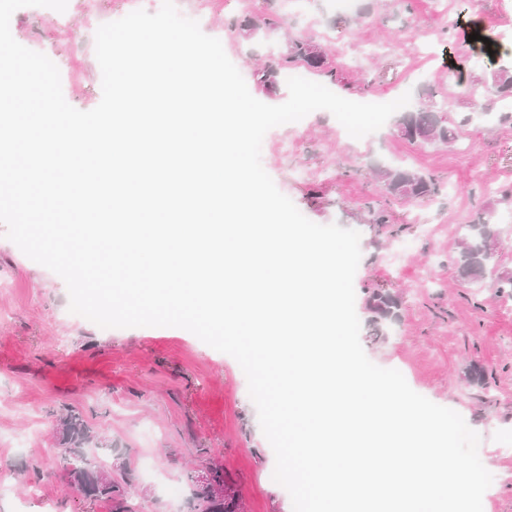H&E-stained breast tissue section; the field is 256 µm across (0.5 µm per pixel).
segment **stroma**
Returning a JSON list of instances; mask_svg holds the SVG:
<instances>
[{"label": "stroma", "mask_w": 512, "mask_h": 512, "mask_svg": "<svg viewBox=\"0 0 512 512\" xmlns=\"http://www.w3.org/2000/svg\"><path fill=\"white\" fill-rule=\"evenodd\" d=\"M162 0H68L65 16L23 7L10 20L21 45L52 56L67 102L82 111L102 97L95 32L117 15L157 12ZM336 13L330 0H177L179 12L220 39L259 101L279 105L285 83L259 88L254 72L290 38L312 39L327 54L338 82L319 72L308 80L360 101L410 94L424 87L449 118L461 122L450 145L412 144L395 119L377 132L347 140L326 110L297 126L267 132L261 162L278 190L312 222L361 234L355 278L360 342L367 357L399 370L409 386L458 412L480 436L479 457L493 476L483 512H512V297L498 276L512 274V124L477 117L473 92L494 100L493 66L481 47L496 40L512 0H357ZM275 16L277 25L249 38L231 21ZM383 164L431 175L436 195L408 204L384 193L371 169ZM385 223H377V215ZM494 224L504 241L478 285L461 283L455 256L468 225ZM0 225V512H108L89 505L68 483L56 421L82 413L108 443L99 461L130 462L138 512H191L183 498L170 508L166 483L191 489L193 468L222 464L242 493L246 512H293L273 478L274 451L237 361L176 327L103 329L69 310L63 279L32 261ZM399 298L397 318L371 340L370 289ZM488 372L479 387L471 366Z\"/></svg>", "instance_id": "obj_1"}]
</instances>
